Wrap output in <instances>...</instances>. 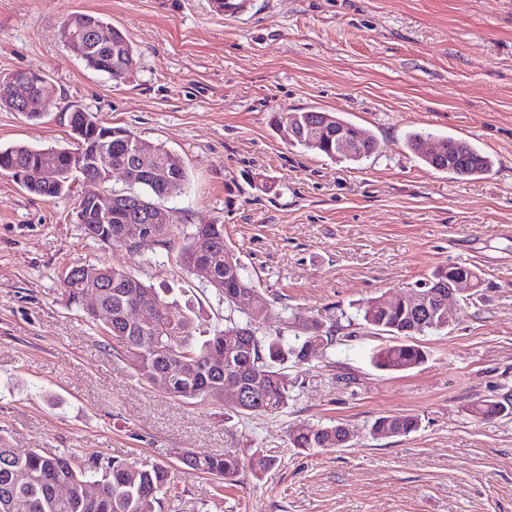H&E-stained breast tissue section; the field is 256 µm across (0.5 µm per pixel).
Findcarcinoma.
<instances>
[{"label":"carcinoma","mask_w":512,"mask_h":512,"mask_svg":"<svg viewBox=\"0 0 512 512\" xmlns=\"http://www.w3.org/2000/svg\"><path fill=\"white\" fill-rule=\"evenodd\" d=\"M111 39L106 44L92 40L87 33L82 45L75 48L76 57L95 71L114 77L118 72L130 75L135 66V50L127 37L119 30L111 29ZM37 75L33 71H18L14 83L5 90L9 97L20 103H31L37 95ZM99 123L93 112H71L70 128L75 139V148L54 151L61 177L48 182L40 176L44 161L43 149L16 144L0 148V171L16 170L24 174L19 182L31 193L56 198L64 193L77 177L106 183L111 174L91 167L83 168V173L74 171L82 157L96 152L109 153L112 165L121 167L130 161L136 144L146 140L136 136H124L126 129L104 126L99 131L91 130V125ZM314 126L318 131L317 143L311 144L300 138L303 129ZM276 127L281 138L292 146L318 152L331 159L360 163L373 155L377 140L364 134L358 150L351 155L336 153V132L353 133L358 126L334 112H280L276 117ZM434 139L455 146L460 160L436 159L423 151V145ZM407 147L412 154L430 166L469 179L487 173L493 166L492 159L472 144L450 136H438L425 131H412L407 135ZM187 175L180 156L162 144L153 145L149 156L140 166L136 179L131 185L138 192L117 194L118 204L112 207V246L124 245L119 238L124 224H148L156 201L182 193ZM196 258L209 266L213 280L207 286L224 301L230 311L225 317L222 329L204 331L199 328L197 315L189 307L181 309L177 301H168L167 292L155 288L149 282L135 276L121 266L100 263L79 267L80 287L70 288L63 282L68 301L81 305L79 294L106 281L109 287L101 293V307L110 313L107 322L92 320L112 339L113 349L144 379L152 381L159 376H177L182 362L194 364L198 372L191 382L173 384L166 392L184 399H205L210 396L208 386L219 373L209 369V361L214 355L223 353L230 344L234 345V361L239 369L242 384L253 392L250 405L239 408L245 415L278 414L288 407L291 398L292 382L288 376V364H304L310 355L308 345L316 341L319 349L330 347L334 342L331 331L323 328L316 319L303 321V337H295L291 343L281 334H258L252 323L254 311L242 308L235 302L239 294L252 296L255 305L269 309L270 301L261 289L242 272V264L234 251L224 240V225L198 224L186 237L180 249L177 262L189 273L195 270L188 259ZM471 277L473 287L481 285L480 274L466 266L452 264L436 270L421 284L436 292L448 290V280L455 274ZM158 303L164 316L150 326H134L126 323L124 312L130 304ZM244 315L241 320L231 316L233 312ZM363 321L376 331L389 335L392 342L381 348L375 355L376 366L394 371H405L420 365L425 354L418 345L408 338L448 328V307L440 306L439 297L432 300V312L410 310L408 304L390 302L382 306L379 298L369 300L361 308ZM248 331L243 339H230V331ZM473 416L491 420L502 415H511L512 409L496 401L481 400L471 407ZM389 426L397 436H406L417 430L418 418L412 415H382L374 420L371 428L378 424ZM346 432L341 424L314 425L299 423L289 430L290 447L305 451L315 448L327 449L338 439H345ZM277 463L274 456L254 454L250 467L254 473L272 470ZM187 467L193 471L209 474L216 479L217 488L239 482L242 470L241 459L233 453H195ZM15 470H25L32 481L23 486L13 484L9 474ZM87 482H100L102 492L94 499L87 500L81 491ZM60 484H70L73 493L67 500L55 496V488ZM16 497H24L30 503V512H158L169 502L175 509L177 494L171 490L168 467L160 462L133 465L123 460L95 458L87 463L79 462L74 452L46 453L40 449L18 452L0 443V512H12L11 503Z\"/></svg>","instance_id":"1"}]
</instances>
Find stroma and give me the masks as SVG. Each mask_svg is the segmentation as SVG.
I'll return each mask as SVG.
<instances>
[{
    "label": "stroma",
    "mask_w": 512,
    "mask_h": 512,
    "mask_svg": "<svg viewBox=\"0 0 512 512\" xmlns=\"http://www.w3.org/2000/svg\"><path fill=\"white\" fill-rule=\"evenodd\" d=\"M94 13L137 57L116 82L73 56L65 18ZM42 73L55 107L37 120L0 109V147L68 145L69 113L165 145L183 160L182 194L156 252L87 236L75 217L88 184L45 198L0 174V438L18 451H74L166 463L190 512H512V415L482 421L480 400L512 403V0H256L225 22L211 0H0V75ZM338 112L375 136L352 164L288 145L282 110ZM452 135L489 155L462 180L421 162L410 131ZM196 224H220L244 273L272 304L261 332L298 314L336 342L289 367L277 415L240 416L231 394L170 397L112 349L63 279L75 266H124L190 300L203 327L224 304L176 263ZM482 271L448 329L416 337L425 362L375 367L387 337L357 314L439 267ZM387 414L415 432L375 437ZM299 422L342 423L348 447L293 453ZM274 455L278 465L217 490L180 450ZM379 423H382V425L387 424L393 430L395 436H406L416 431L419 426L418 419L415 416L387 414L374 420L370 428L371 434H373Z\"/></svg>",
    "instance_id": "obj_1"
}]
</instances>
